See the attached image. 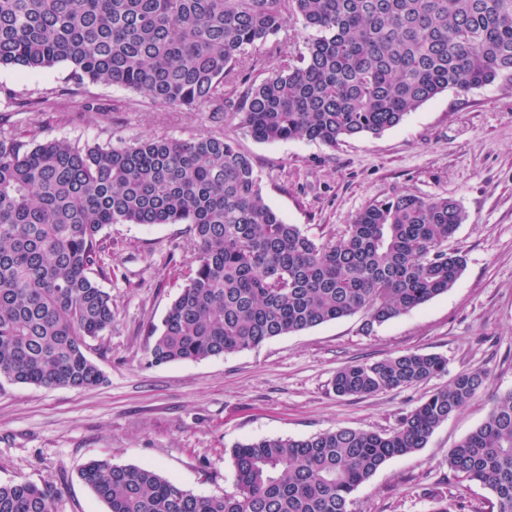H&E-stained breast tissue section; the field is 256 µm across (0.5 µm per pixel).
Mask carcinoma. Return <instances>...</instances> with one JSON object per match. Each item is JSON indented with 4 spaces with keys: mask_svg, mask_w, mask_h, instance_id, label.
<instances>
[{
    "mask_svg": "<svg viewBox=\"0 0 512 512\" xmlns=\"http://www.w3.org/2000/svg\"><path fill=\"white\" fill-rule=\"evenodd\" d=\"M260 81L245 52L290 22ZM69 68L76 88L120 84L154 102L235 112L256 140L378 135L448 89L512 88V0H0V67ZM465 220L448 197L375 200L343 234L317 240L265 202L251 158L231 140L145 137L79 147L0 126V379L84 390L102 373L89 341L112 329L103 230L187 224L191 257L145 364L199 361L361 312L366 328L447 292L465 259L447 248ZM406 352L341 367L338 396H370L447 371ZM457 374L389 433L339 428L231 450L238 493L196 495L154 468L92 460L82 478L107 512H350L353 492L412 453L487 385ZM457 477L512 512V391L448 452ZM57 488L0 484V512H55Z\"/></svg>",
    "mask_w": 512,
    "mask_h": 512,
    "instance_id": "carcinoma-1",
    "label": "carcinoma"
}]
</instances>
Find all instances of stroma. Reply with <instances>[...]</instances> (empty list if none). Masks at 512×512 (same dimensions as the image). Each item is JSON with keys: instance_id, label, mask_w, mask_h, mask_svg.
<instances>
[{"instance_id": "35a3bbf8", "label": "stroma", "mask_w": 512, "mask_h": 512, "mask_svg": "<svg viewBox=\"0 0 512 512\" xmlns=\"http://www.w3.org/2000/svg\"><path fill=\"white\" fill-rule=\"evenodd\" d=\"M65 66L38 73L0 68V113L36 140L84 146L145 136L226 137L250 156L267 204L317 239L342 234L374 200L395 193L456 200L466 219L449 249L465 267L453 288L365 329L357 313L258 347L147 366L148 328L160 324L191 259L183 224L104 229L112 273L100 279L116 320L88 352L99 385L85 390L0 379V484L50 482L56 512H106L83 481L90 461L151 466L201 496L237 492L231 449L260 438L303 439L336 428L388 432L454 375L483 369L487 387L435 429L426 446L390 459L352 494L351 512H431L436 499L487 508L490 492L455 478L448 451L512 390V89L448 90L401 124L336 147L318 141H255L238 115L176 110L120 85L69 93ZM41 101L40 112L18 111ZM416 351L448 370L368 397L336 396V371Z\"/></svg>"}]
</instances>
